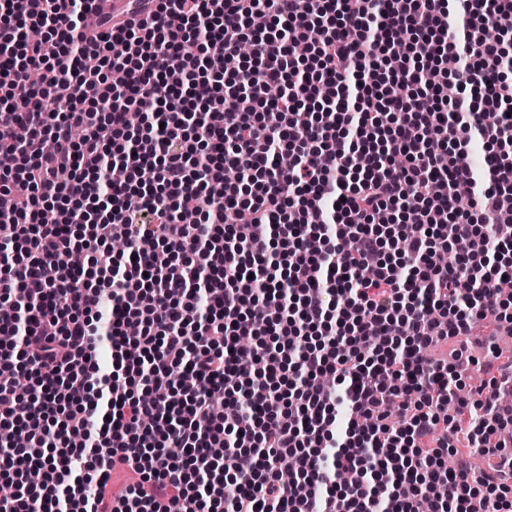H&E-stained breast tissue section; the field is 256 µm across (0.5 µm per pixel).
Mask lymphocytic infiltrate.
Here are the masks:
<instances>
[{
  "mask_svg": "<svg viewBox=\"0 0 512 512\" xmlns=\"http://www.w3.org/2000/svg\"><path fill=\"white\" fill-rule=\"evenodd\" d=\"M34 2L0 0V512H512V403L461 374L512 328V0H150L100 38ZM138 480V474L128 469L126 466L117 465L111 472L106 496L112 493H118L127 486L135 484Z\"/></svg>",
  "mask_w": 512,
  "mask_h": 512,
  "instance_id": "lymphocytic-infiltrate-1",
  "label": "lymphocytic infiltrate"
}]
</instances>
